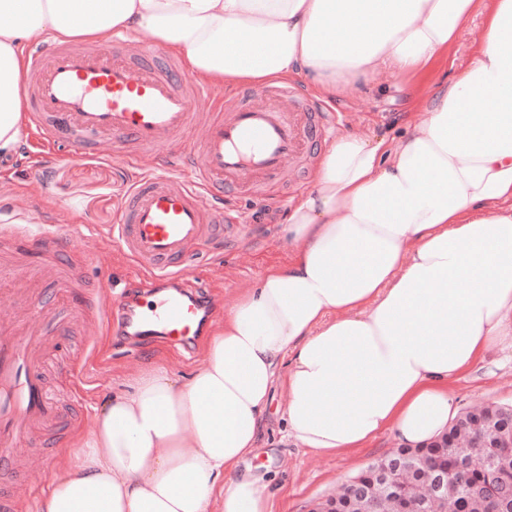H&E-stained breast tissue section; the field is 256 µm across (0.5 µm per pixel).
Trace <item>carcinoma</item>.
Masks as SVG:
<instances>
[{
    "label": "carcinoma",
    "mask_w": 512,
    "mask_h": 512,
    "mask_svg": "<svg viewBox=\"0 0 512 512\" xmlns=\"http://www.w3.org/2000/svg\"><path fill=\"white\" fill-rule=\"evenodd\" d=\"M487 440L485 426L456 419L438 446L421 449V465L408 474L409 493L425 498L428 480L444 468L448 500L427 503L419 512H440L446 507L451 512H493L492 499L506 504L512 512V477L501 476L504 470L512 471V448H489ZM317 508L320 512H360L361 499L347 492L337 500L326 499Z\"/></svg>",
    "instance_id": "cac0c4a2"
}]
</instances>
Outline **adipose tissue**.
I'll use <instances>...</instances> for the list:
<instances>
[{"label":"adipose tissue","instance_id":"1","mask_svg":"<svg viewBox=\"0 0 512 512\" xmlns=\"http://www.w3.org/2000/svg\"><path fill=\"white\" fill-rule=\"evenodd\" d=\"M483 7L473 56L395 145L344 134L291 205L286 264L237 294L184 380L139 370L107 398L38 512H269L239 477L274 392L289 436L352 455L444 432L448 385L512 344V0H0V152L22 134V45L115 32L176 49L201 79L303 76L326 94L403 86Z\"/></svg>","mask_w":512,"mask_h":512}]
</instances>
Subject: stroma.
<instances>
[{"mask_svg":"<svg viewBox=\"0 0 512 512\" xmlns=\"http://www.w3.org/2000/svg\"><path fill=\"white\" fill-rule=\"evenodd\" d=\"M481 26V14L469 17L447 58L430 72V79L450 83L459 76L471 58ZM291 82L323 111L343 113L341 131L345 134L382 139L391 145L418 119L411 96L398 89L396 80L385 71L359 79L333 97L322 95L303 77H292ZM66 152L63 145L44 146L34 134L11 152L1 153L0 214L32 218L39 224H83L105 230L117 220L124 190L148 173L152 164L148 157L133 166L119 158L69 160ZM228 205L245 213L248 225L244 234L190 261L186 268L202 277L210 295L229 306L238 291L251 287L266 269L286 263L291 246L283 232L287 205L256 206L243 197L229 199ZM99 246L107 260L81 264L83 286L69 295V304L76 312L70 334L44 359L48 384L61 398L64 409L72 410L77 403L83 407L80 420L65 427L53 447L60 469L74 459L80 436L104 398L128 390L139 369L162 363L171 374L184 378L199 365L198 359L183 360L160 342L131 353L114 343L107 330L85 335V323L92 318L83 304L88 289L105 279L113 292H121L135 272L126 251L110 239H102ZM65 364L81 368L80 378L62 375L60 369ZM450 392L461 410L486 403L512 404V350L495 348L487 352L477 370L452 382ZM283 402L282 395H275L263 421L258 449L240 469L242 475L259 477L269 484L274 493L271 512H309L311 502L340 493L351 477L399 446L395 435L385 432L357 455L316 453L288 436L279 413Z\"/></svg>","mask_w":512,"mask_h":512,"instance_id":"1","label":"stroma"}]
</instances>
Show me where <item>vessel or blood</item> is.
Returning <instances> with one entry per match:
<instances>
[{
	"label": "vessel or blood",
	"instance_id": "obj_1",
	"mask_svg": "<svg viewBox=\"0 0 512 512\" xmlns=\"http://www.w3.org/2000/svg\"><path fill=\"white\" fill-rule=\"evenodd\" d=\"M123 41L118 35L107 47L31 49L22 94L44 139L67 143L71 158H109L129 144L165 153L166 165L130 190L112 227L114 243L142 279L117 297L99 285L87 303L119 341L132 347L158 341L189 356L218 310L197 279L184 278L185 258L242 230L246 218L225 210V194L285 201L283 177L306 163L330 128L292 88L276 104L268 93L249 90L232 111L202 110L207 84L185 77L171 58L126 54ZM19 238L29 239L31 250L0 261V479L11 481L0 512H13L32 473L56 464L48 448L37 470H28L25 457L48 429L64 423L46 391L42 359L68 329L59 292L69 285L71 267L98 252L84 232L51 228L32 236L0 225L1 241Z\"/></svg>",
	"mask_w": 512,
	"mask_h": 512
}]
</instances>
